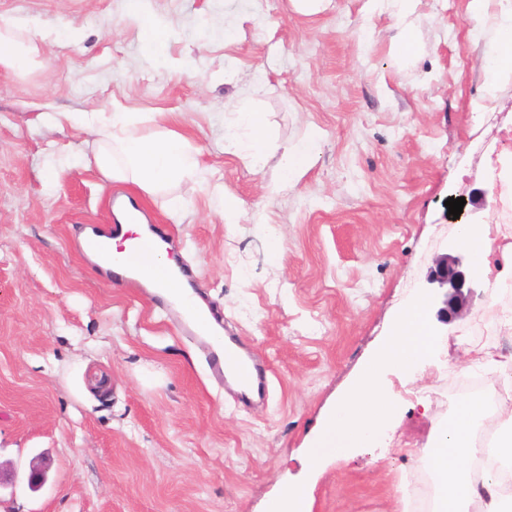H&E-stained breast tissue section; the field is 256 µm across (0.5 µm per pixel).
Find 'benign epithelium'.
Masks as SVG:
<instances>
[{"label":"benign epithelium","instance_id":"7a95c632","mask_svg":"<svg viewBox=\"0 0 512 512\" xmlns=\"http://www.w3.org/2000/svg\"><path fill=\"white\" fill-rule=\"evenodd\" d=\"M475 273L460 256L442 255L427 276V283L436 288L434 295H442L437 320L447 325L463 317L471 309Z\"/></svg>","mask_w":512,"mask_h":512}]
</instances>
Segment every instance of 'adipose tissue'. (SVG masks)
I'll return each mask as SVG.
<instances>
[{"label": "adipose tissue", "instance_id": "obj_1", "mask_svg": "<svg viewBox=\"0 0 512 512\" xmlns=\"http://www.w3.org/2000/svg\"><path fill=\"white\" fill-rule=\"evenodd\" d=\"M419 0H370L372 9L389 13L396 20L398 34L393 42L395 64L412 60L419 45L414 14ZM471 15L482 28L491 30L495 47L486 65L484 95L495 98L502 85L512 82V0H469ZM127 12L136 21L144 50L160 55L169 38V24L154 15L148 0H127ZM39 46L35 39H19L8 18L0 16V69L21 72L35 62ZM57 125L80 126L94 138L91 152L83 154L85 166L96 167L115 183L131 184L153 196L189 179L207 186V194L224 218L235 224L242 203L221 187L210 186L207 172L197 152L181 133L160 124L154 112H60ZM319 128L310 127L303 138L287 148L281 158L280 175L267 185L266 192L278 194L296 185L310 168L321 144ZM224 149L237 155L248 166L262 167L275 146L266 132L264 113L242 105L234 128L224 133ZM146 229L141 224H127L112 240V268L121 270L125 263L138 264L165 282L170 291L185 295L186 290L172 279L177 264L166 244L142 247ZM458 250L466 253L473 268L482 275L490 271L489 257L500 252L503 263L497 273L499 282L512 280V244L497 247L489 227L458 225L454 237ZM431 298L420 291L401 310L386 343L366 362L351 392L337 401L318 430L309 452L311 468H319L329 458L345 459L354 448L374 446L389 422L399 411L397 402L385 391L382 372L389 367L414 373L417 363L436 344L430 331ZM478 405H465L455 420L443 427L433 447L424 451L430 466L440 478L437 512H465L466 502L477 496L469 479V468L476 452L471 444ZM501 426L486 450L482 512H512V499H505L498 487L505 477H512V405H500Z\"/></svg>", "mask_w": 512, "mask_h": 512}]
</instances>
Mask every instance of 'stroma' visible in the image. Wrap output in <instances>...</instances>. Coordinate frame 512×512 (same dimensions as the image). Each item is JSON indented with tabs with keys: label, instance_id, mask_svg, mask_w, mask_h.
I'll use <instances>...</instances> for the list:
<instances>
[{
	"label": "stroma",
	"instance_id": "1",
	"mask_svg": "<svg viewBox=\"0 0 512 512\" xmlns=\"http://www.w3.org/2000/svg\"><path fill=\"white\" fill-rule=\"evenodd\" d=\"M467 5L420 0L421 51L399 67L395 21L367 0L311 15L293 0H149L172 28L161 62L126 0H0L19 37L41 38L27 71L0 69V512H267L289 485L311 486L312 512H407V472L448 415L449 381L481 375L476 349L512 344L498 317L476 328L493 277L415 379L385 373L402 413L377 447L319 473L306 455L457 223H494L504 199L488 172L512 166V84L483 100L488 41ZM245 99L279 148L323 132L314 165L272 197L278 158L254 170L224 149ZM118 107L174 114L211 180L244 202L237 224L193 181L172 188L174 211L170 195L77 165L89 135L52 115ZM116 195L169 229L199 298L266 362L265 403L225 392L174 312L82 256ZM451 197L466 200L456 219Z\"/></svg>",
	"mask_w": 512,
	"mask_h": 512
}]
</instances>
